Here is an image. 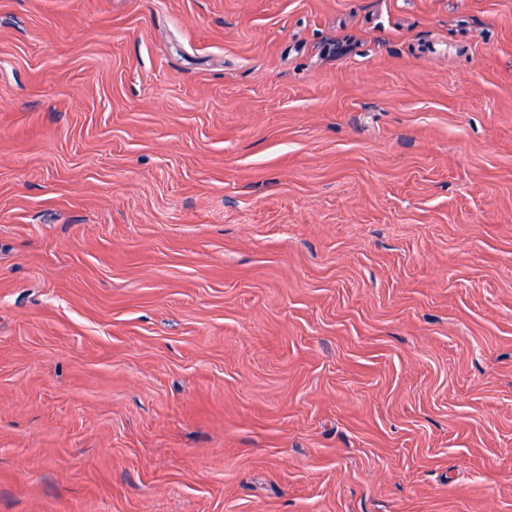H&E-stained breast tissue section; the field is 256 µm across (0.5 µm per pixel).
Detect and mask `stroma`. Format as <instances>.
Listing matches in <instances>:
<instances>
[{"instance_id": "stroma-1", "label": "stroma", "mask_w": 512, "mask_h": 512, "mask_svg": "<svg viewBox=\"0 0 512 512\" xmlns=\"http://www.w3.org/2000/svg\"><path fill=\"white\" fill-rule=\"evenodd\" d=\"M0 512H512V0H0Z\"/></svg>"}]
</instances>
